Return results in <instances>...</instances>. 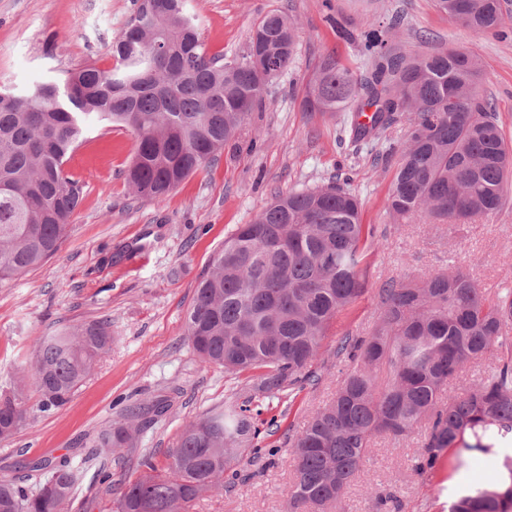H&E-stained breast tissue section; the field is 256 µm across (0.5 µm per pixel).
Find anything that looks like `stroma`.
Returning <instances> with one entry per match:
<instances>
[{
  "label": "stroma",
  "mask_w": 512,
  "mask_h": 512,
  "mask_svg": "<svg viewBox=\"0 0 512 512\" xmlns=\"http://www.w3.org/2000/svg\"><path fill=\"white\" fill-rule=\"evenodd\" d=\"M188 9L199 18L210 51L228 61L242 56L263 15L288 14L300 25L295 60L268 83L261 109L236 138L163 203L135 197L126 184L131 133L94 128L66 164L83 195L60 250L0 286V391L30 370L39 336L93 320L112 322L111 352L71 401L44 413L38 392L26 386L28 417L12 438L0 441V477L29 490V462L69 457L80 469L71 512H116L113 481L138 475L146 457L164 463L186 422L223 407L230 383L223 367L200 362L183 335L184 315L225 238L275 196L340 178L361 198L364 223L375 227L369 293L331 324L327 345L347 333H366L376 319L372 292L393 279L460 267L488 292L512 287V198L497 214L471 224L394 221L385 202L405 116L380 141L355 145L341 136L351 112L311 117L301 108L305 86L325 54L334 53L355 73L371 70L361 33L375 20L391 27L390 44L398 51L460 48L476 55L486 68L482 89L512 138V35L474 37L434 0H188ZM135 10L134 0H0V87L20 92L88 62L109 68L112 42ZM349 367L348 360L329 358L316 389L292 408L275 409L278 429L265 441L275 452L273 465L250 466L249 480L191 512H290L288 434L333 396ZM163 396L171 399L168 411L148 414L121 458L87 460L100 430ZM420 450L417 435L375 439L343 512H374L373 494L385 488L395 490L401 512H448L451 499L499 467V453L475 452L465 468L419 475L413 465Z\"/></svg>",
  "instance_id": "stroma-1"
}]
</instances>
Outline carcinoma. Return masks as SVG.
Listing matches in <instances>:
<instances>
[{
    "instance_id": "cac0c4a2",
    "label": "carcinoma",
    "mask_w": 512,
    "mask_h": 512,
    "mask_svg": "<svg viewBox=\"0 0 512 512\" xmlns=\"http://www.w3.org/2000/svg\"><path fill=\"white\" fill-rule=\"evenodd\" d=\"M439 11L477 37L506 24L501 0H435ZM288 34L280 69L293 61L299 29L271 11L255 25L239 59L206 49L186 0H142L112 42L115 67L94 63L39 82L22 94L0 92V285L55 255L83 193L65 168L90 126L133 135L126 181L134 194L166 200L224 148L273 75L248 64L267 48L262 35ZM390 29L362 33L377 60L360 78L329 54L308 81L302 107L322 115L350 109L351 142L380 140L407 114V129L386 199L397 221L466 223L499 212L512 180V139L481 92L485 68L459 49L408 57L389 45ZM371 112L368 119L361 117ZM370 249L361 201L332 182L277 198L239 225L212 257L184 321V336L205 364L245 376L224 407L185 424L159 465L145 458L134 478L113 484L117 512H189L234 487L259 461L275 419L270 405L294 404L318 385L330 323L365 295ZM379 321L365 336L345 335L333 355L353 367L332 399L289 437L292 512H338L379 436L423 432L414 471L439 468L448 451L489 453L512 441V288L488 294L466 270L420 281H390L374 295ZM112 325L91 321L40 337L31 378L43 412L65 405L112 351ZM486 364L480 379L454 390L466 369ZM19 380L0 395V440L26 419ZM137 426L113 421L92 441L97 458L133 444ZM470 436L473 442L465 441ZM37 490L0 479V512H67L80 471L68 458L29 463ZM495 472L473 484L448 512H512V483ZM377 512H398L394 491H378Z\"/></svg>"
}]
</instances>
